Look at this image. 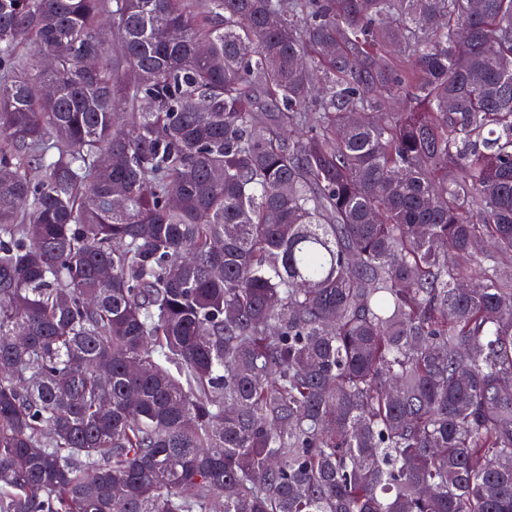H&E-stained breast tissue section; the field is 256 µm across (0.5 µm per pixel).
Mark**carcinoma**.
I'll list each match as a JSON object with an SVG mask.
<instances>
[{"mask_svg":"<svg viewBox=\"0 0 512 512\" xmlns=\"http://www.w3.org/2000/svg\"><path fill=\"white\" fill-rule=\"evenodd\" d=\"M0 512H512V0H0Z\"/></svg>","mask_w":512,"mask_h":512,"instance_id":"cac0c4a2","label":"carcinoma"}]
</instances>
